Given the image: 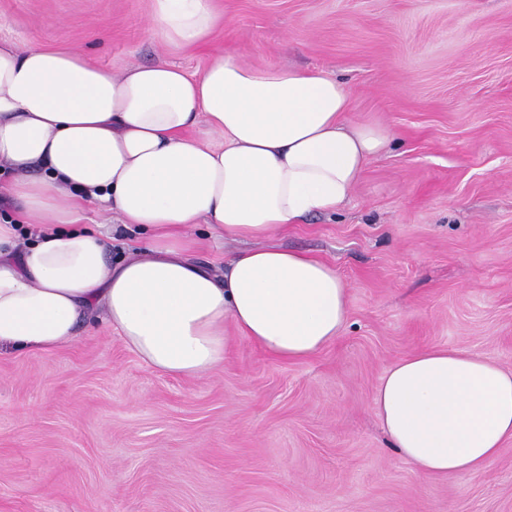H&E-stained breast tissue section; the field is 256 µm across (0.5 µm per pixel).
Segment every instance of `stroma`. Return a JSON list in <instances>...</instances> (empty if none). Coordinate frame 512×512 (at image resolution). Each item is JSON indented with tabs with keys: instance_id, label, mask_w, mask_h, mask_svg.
Returning <instances> with one entry per match:
<instances>
[{
	"instance_id": "35a3bbf8",
	"label": "stroma",
	"mask_w": 512,
	"mask_h": 512,
	"mask_svg": "<svg viewBox=\"0 0 512 512\" xmlns=\"http://www.w3.org/2000/svg\"><path fill=\"white\" fill-rule=\"evenodd\" d=\"M152 0H0V38L121 72L211 53L321 70L392 134L347 204L275 237L348 290L336 341L284 363L226 326L224 364L153 372L94 325L0 354V512H512V442L476 475H419L372 409L425 347L512 369V0H216L170 49Z\"/></svg>"
}]
</instances>
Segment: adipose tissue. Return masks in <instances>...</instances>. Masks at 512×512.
Here are the masks:
<instances>
[{"instance_id":"adipose-tissue-1","label":"adipose tissue","mask_w":512,"mask_h":512,"mask_svg":"<svg viewBox=\"0 0 512 512\" xmlns=\"http://www.w3.org/2000/svg\"><path fill=\"white\" fill-rule=\"evenodd\" d=\"M214 0H152L151 30L208 44ZM322 71L211 56L204 73L132 64L120 73L75 52L0 40V164L33 231L0 222V352L50 354L98 320L149 369L198 378L224 362L225 324L294 363L340 335L348 292L328 263L266 246L300 219L339 209L387 130L351 120ZM147 232L111 260L86 205ZM242 240L223 275L194 258L191 230ZM372 408L393 448L424 475L477 473L512 441V370L431 347L382 375Z\"/></svg>"}]
</instances>
